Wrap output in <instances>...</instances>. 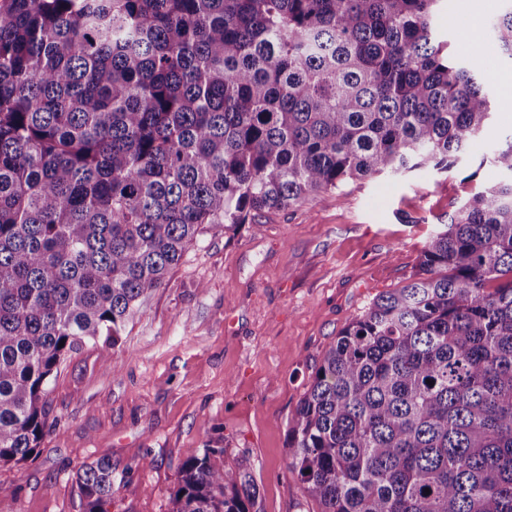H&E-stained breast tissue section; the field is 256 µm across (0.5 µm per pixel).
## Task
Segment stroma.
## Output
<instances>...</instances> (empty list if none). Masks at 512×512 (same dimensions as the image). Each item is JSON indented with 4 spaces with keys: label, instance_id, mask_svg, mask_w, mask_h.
<instances>
[{
    "label": "stroma",
    "instance_id": "stroma-1",
    "mask_svg": "<svg viewBox=\"0 0 512 512\" xmlns=\"http://www.w3.org/2000/svg\"><path fill=\"white\" fill-rule=\"evenodd\" d=\"M457 2V21L443 11L434 28L464 52L484 44L487 69L507 74L486 36L503 0L480 14ZM511 108L495 101L492 127L450 170L358 181L205 233L127 322L120 368L100 343L68 355L38 456L0 466V512H80L72 474L100 457L117 466L109 512H168L182 463L208 443L250 468L257 512H319L288 467L289 422L351 319L405 285L449 214L503 180L485 158L512 136Z\"/></svg>",
    "mask_w": 512,
    "mask_h": 512
}]
</instances>
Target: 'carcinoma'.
Wrapping results in <instances>:
<instances>
[{
	"label": "carcinoma",
	"instance_id": "cac0c4a2",
	"mask_svg": "<svg viewBox=\"0 0 512 512\" xmlns=\"http://www.w3.org/2000/svg\"><path fill=\"white\" fill-rule=\"evenodd\" d=\"M442 0H0V464L36 458L48 386L213 226L380 174L453 168L493 92ZM512 64V0L489 26ZM476 193L329 345L288 466L321 512H512V136ZM186 460L168 512H256L250 470ZM115 467L73 480L108 512Z\"/></svg>",
	"mask_w": 512,
	"mask_h": 512
}]
</instances>
